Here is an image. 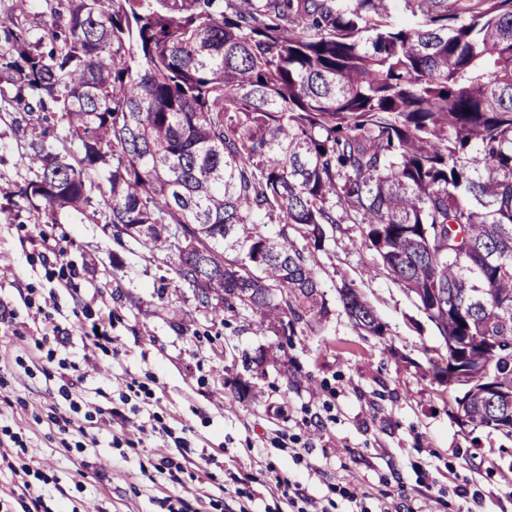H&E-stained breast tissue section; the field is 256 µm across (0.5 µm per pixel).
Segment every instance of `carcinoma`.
<instances>
[{
    "mask_svg": "<svg viewBox=\"0 0 512 512\" xmlns=\"http://www.w3.org/2000/svg\"><path fill=\"white\" fill-rule=\"evenodd\" d=\"M387 2L44 0L46 52L0 11L4 103L64 126L54 144L31 127L33 177L0 194L52 217L100 192L115 240L176 258L215 315L285 337L328 315L316 252L341 211L448 345L436 377L459 350L512 389V0H403L407 21ZM168 225L198 249L181 256ZM339 296L384 335L353 283ZM480 389L454 396L461 424L512 439Z\"/></svg>",
    "mask_w": 512,
    "mask_h": 512,
    "instance_id": "cac0c4a2",
    "label": "carcinoma"
}]
</instances>
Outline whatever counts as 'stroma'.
Segmentation results:
<instances>
[{"label":"stroma","instance_id":"obj_1","mask_svg":"<svg viewBox=\"0 0 512 512\" xmlns=\"http://www.w3.org/2000/svg\"><path fill=\"white\" fill-rule=\"evenodd\" d=\"M28 136L25 113L0 109V184L29 179ZM0 209L12 216L0 222V429L15 437L10 455L46 470L36 492L50 512H166L178 498L214 512L230 499L226 472L271 464L316 498L343 478L372 499L414 490L425 512H512V440L475 441L454 418L430 365L446 345L374 265L361 225L327 229L317 257L330 314L317 335L285 342L255 334L250 312L200 307L171 263L113 238L101 197L52 224L18 197ZM345 279L385 335L353 327ZM92 315L108 319V340L90 335ZM57 329L64 341L44 342ZM282 343L287 359L271 361ZM246 354L264 355L262 369L246 370ZM283 434L305 446L302 462L277 448ZM163 455L181 457L182 483L154 469Z\"/></svg>","mask_w":512,"mask_h":512}]
</instances>
